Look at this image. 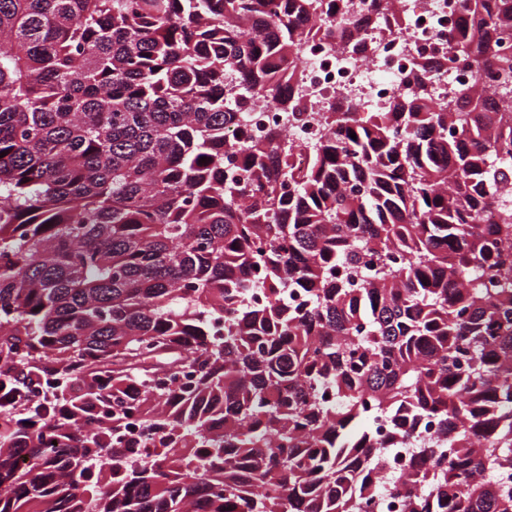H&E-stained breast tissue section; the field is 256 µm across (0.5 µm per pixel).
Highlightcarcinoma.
I'll return each instance as SVG.
<instances>
[{
  "mask_svg": "<svg viewBox=\"0 0 512 512\" xmlns=\"http://www.w3.org/2000/svg\"><path fill=\"white\" fill-rule=\"evenodd\" d=\"M341 2L0 0V512H364L400 450L401 512H512V0L448 30L491 94L421 57L305 160L245 136L303 43L402 29ZM472 76L460 60H448V70L437 76L432 83L431 93L438 101H448L462 86L469 87Z\"/></svg>",
  "mask_w": 512,
  "mask_h": 512,
  "instance_id": "obj_1",
  "label": "carcinoma"
}]
</instances>
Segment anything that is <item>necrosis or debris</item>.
<instances>
[{
  "instance_id": "necrosis-or-debris-1",
  "label": "necrosis or debris",
  "mask_w": 512,
  "mask_h": 512,
  "mask_svg": "<svg viewBox=\"0 0 512 512\" xmlns=\"http://www.w3.org/2000/svg\"><path fill=\"white\" fill-rule=\"evenodd\" d=\"M457 8V0H395L393 10L405 18L407 28L400 34L381 35L369 56L338 40L329 47L304 44L299 58L308 117L284 121L270 98L259 97L241 117L247 134L257 137L272 126H284L290 145L298 155H305L322 134L315 114L327 111L332 102L348 98L360 111L371 112L406 92L412 59L441 49Z\"/></svg>"
}]
</instances>
